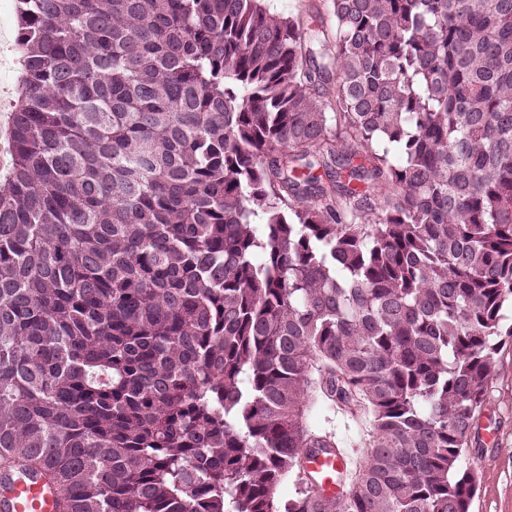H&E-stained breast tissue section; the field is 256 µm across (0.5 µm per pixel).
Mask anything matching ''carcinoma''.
<instances>
[{
  "mask_svg": "<svg viewBox=\"0 0 512 512\" xmlns=\"http://www.w3.org/2000/svg\"><path fill=\"white\" fill-rule=\"evenodd\" d=\"M262 2L17 0L0 477L59 512H470L512 0ZM321 402L370 418L338 498L301 477ZM321 0H266L265 6L271 13L285 16H296L301 11H315V7L322 8Z\"/></svg>",
  "mask_w": 512,
  "mask_h": 512,
  "instance_id": "carcinoma-1",
  "label": "carcinoma"
}]
</instances>
